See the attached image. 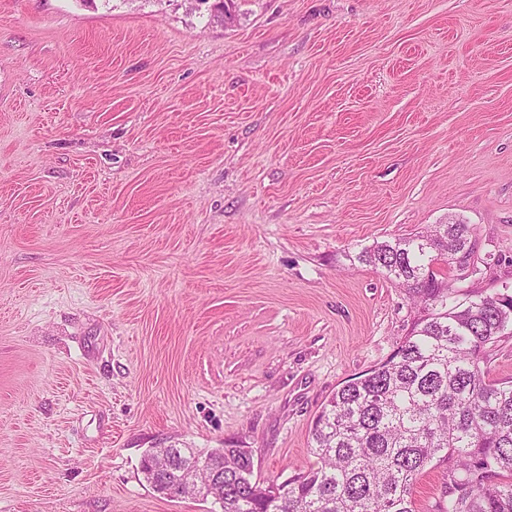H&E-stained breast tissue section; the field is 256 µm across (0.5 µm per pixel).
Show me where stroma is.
I'll use <instances>...</instances> for the list:
<instances>
[{"instance_id": "stroma-1", "label": "stroma", "mask_w": 512, "mask_h": 512, "mask_svg": "<svg viewBox=\"0 0 512 512\" xmlns=\"http://www.w3.org/2000/svg\"><path fill=\"white\" fill-rule=\"evenodd\" d=\"M235 9L0 0V512H220L149 448L315 467L413 317L373 242L469 224L512 286V0Z\"/></svg>"}]
</instances>
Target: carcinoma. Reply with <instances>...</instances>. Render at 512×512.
I'll list each match as a JSON object with an SVG mask.
<instances>
[{
    "instance_id": "carcinoma-1",
    "label": "carcinoma",
    "mask_w": 512,
    "mask_h": 512,
    "mask_svg": "<svg viewBox=\"0 0 512 512\" xmlns=\"http://www.w3.org/2000/svg\"><path fill=\"white\" fill-rule=\"evenodd\" d=\"M469 224L362 249L359 262L404 288L415 307L394 353L347 381L311 427L317 466L281 485L253 480L252 449L151 448L150 461L173 457L192 468L191 483L168 476L187 496H222L223 512H417L413 487L429 465L448 472L432 512H512V382L490 380L488 349L512 328L508 287L454 288L435 272L442 262L474 265ZM224 469V483L210 482Z\"/></svg>"
}]
</instances>
